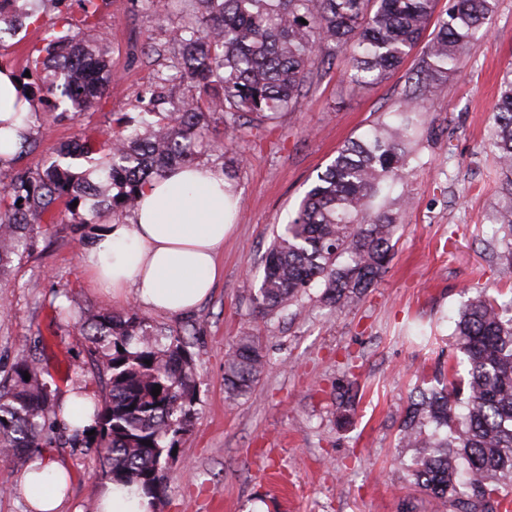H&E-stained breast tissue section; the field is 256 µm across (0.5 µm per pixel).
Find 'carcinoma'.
I'll return each instance as SVG.
<instances>
[{
    "instance_id": "carcinoma-1",
    "label": "carcinoma",
    "mask_w": 512,
    "mask_h": 512,
    "mask_svg": "<svg viewBox=\"0 0 512 512\" xmlns=\"http://www.w3.org/2000/svg\"><path fill=\"white\" fill-rule=\"evenodd\" d=\"M16 2L11 0L9 21L19 28L38 24L40 16ZM79 2L80 15L63 19L64 35L34 48L28 62L35 72H54L53 81L33 83L32 99L46 94L83 111L110 90L112 78L100 51L79 39L96 15V0ZM191 2L194 18L172 40L180 47V75L197 95L173 112L147 113L137 127L117 118L103 141L79 146L98 155L82 173L65 166L66 154L59 152L41 168L19 169L1 182L0 284L60 204L75 224L129 213L146 184L192 165L201 153L224 150V141L212 136V115L223 114L232 140L244 141L256 124L294 109L330 52H348L347 78L363 85L399 68L428 32L424 55L401 96L369 130L337 150L276 233L251 303L254 318H271L316 284L323 287L321 301L336 310L360 300L387 269L403 229L408 197L391 193L420 163L415 115L468 53L498 0H451L445 13L436 12L437 0ZM26 122L14 166L46 136L31 119ZM489 149L503 175L489 218L505 230L498 257L512 267V70L501 78ZM80 328L105 377L103 398L92 404L94 435L62 421L61 400L40 360L22 353L8 387L0 390V456L24 465L65 433L75 447L98 448L109 482L156 499L178 437L195 414L187 330L163 333L133 307L112 314L88 310ZM455 336L448 369L414 387L399 444L415 452L401 464L446 512H512V298L474 297L459 313ZM460 354L468 365L465 380L456 373ZM268 364L258 337L241 332L224 356L226 399L252 395Z\"/></svg>"
}]
</instances>
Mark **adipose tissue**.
<instances>
[{"mask_svg":"<svg viewBox=\"0 0 512 512\" xmlns=\"http://www.w3.org/2000/svg\"><path fill=\"white\" fill-rule=\"evenodd\" d=\"M32 108L14 74L0 69V164L19 149L18 127ZM223 173L191 166L147 184L132 223L105 225L79 256L81 271L112 300H135L152 310L193 311L223 277L219 255L235 208L224 193ZM73 481L49 456L22 468L17 489L30 512H63Z\"/></svg>","mask_w":512,"mask_h":512,"instance_id":"obj_1","label":"adipose tissue"}]
</instances>
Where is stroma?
Here are the masks:
<instances>
[{
	"label": "stroma",
	"instance_id": "35a3bbf8",
	"mask_svg": "<svg viewBox=\"0 0 512 512\" xmlns=\"http://www.w3.org/2000/svg\"><path fill=\"white\" fill-rule=\"evenodd\" d=\"M87 42L101 46L112 71L107 95L75 119L37 106L34 125L49 138L24 161L43 159L75 141L102 140L120 114L140 118L143 99L165 112L191 97L175 79L171 37L188 19L187 0H98ZM78 0H45L43 30L0 34V66L21 74L27 48ZM414 50L397 71L356 87L345 77L346 55L322 69L296 111L280 113L258 141L240 143L244 163L233 185L240 197L237 225L224 240V276L192 314L139 307L150 325H193L195 416L176 447L155 512H436L398 463L407 449L398 428L410 390L432 379L448 359L455 322L479 292H512V268L493 249L502 237L486 215L501 176L486 143L501 77L512 67V0H499L486 31L418 115L422 164L407 180L411 204L393 259L381 280L355 304L332 313L302 295V314L255 322L251 296L275 225L286 223L319 172L346 141L360 136L399 97L421 58ZM97 226L73 223L58 210L35 247L0 287V379L20 353L40 358L59 390L100 393L96 361L79 331V312L118 311L79 267L80 245ZM257 324L270 366L251 397L227 401L224 355L234 336ZM359 388L347 420L336 413V389ZM75 473L71 504L96 512L106 482L96 452L67 440L50 449Z\"/></svg>",
	"mask_w": 512,
	"mask_h": 512
}]
</instances>
